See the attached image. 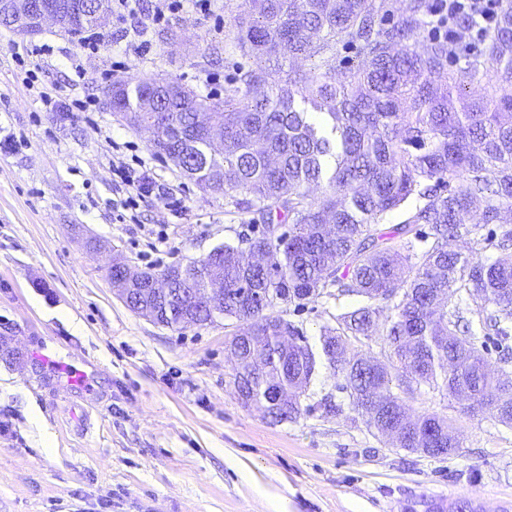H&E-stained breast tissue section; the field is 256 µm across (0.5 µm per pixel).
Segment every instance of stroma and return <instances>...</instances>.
I'll return each instance as SVG.
<instances>
[{"instance_id": "35a3bbf8", "label": "stroma", "mask_w": 512, "mask_h": 512, "mask_svg": "<svg viewBox=\"0 0 512 512\" xmlns=\"http://www.w3.org/2000/svg\"><path fill=\"white\" fill-rule=\"evenodd\" d=\"M242 0L192 8L148 57L127 49L117 23L97 53L47 28L39 80L62 101L43 106L14 58L23 39L0 26V512H428L482 498L512 512V428L469 417L450 397L424 394L414 411L455 419L458 452L433 458L392 447L353 411L341 379L320 369L297 420L244 408L226 344L235 320L173 329L130 310L112 288L113 257L161 271L237 242L258 212L204 191L156 154L148 132L117 118L105 88L116 79L167 78L223 94L254 61L236 46ZM93 111L72 110V100ZM129 165L112 171L115 152ZM181 201L132 187L142 172ZM166 241L153 248L150 236ZM95 236L100 252L85 248ZM351 299L323 296L276 312L317 344ZM341 407L327 412L322 399Z\"/></svg>"}]
</instances>
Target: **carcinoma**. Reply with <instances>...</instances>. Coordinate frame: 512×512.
I'll use <instances>...</instances> for the list:
<instances>
[{
    "label": "carcinoma",
    "instance_id": "cac0c4a2",
    "mask_svg": "<svg viewBox=\"0 0 512 512\" xmlns=\"http://www.w3.org/2000/svg\"><path fill=\"white\" fill-rule=\"evenodd\" d=\"M376 0H243L234 19L238 48L256 59L307 60L336 42L356 45L360 62L341 76L333 66L311 76L249 68L223 97L178 81L112 82V111L153 134L151 147L188 179L210 185L268 216L249 250L226 243L224 267L205 257L189 277L151 302L167 326L187 312L204 324L211 309L189 295L224 281L216 309L239 322L229 341L232 383L241 404L275 422L303 414L301 399L272 406L267 387L306 392L319 366L340 375L353 409L395 446L415 451L435 440L447 454L460 447L453 420L410 413L426 393L452 396L471 416L512 427V0L487 47L488 68L448 71L463 45L432 39L418 52L406 40L424 29L426 0H410L398 25L381 27ZM486 79L469 99L466 84ZM313 104L299 107L296 98ZM210 114L221 150L197 115ZM325 186L318 196L313 186ZM408 217L388 237L378 225L398 210ZM280 223H274V220ZM289 220L288 230L281 222ZM495 250L492 257L480 253ZM330 288L355 305L324 327L319 345L276 315L281 303L321 297ZM469 300L485 341L462 322L457 300ZM393 303V314H385ZM378 338L381 356L349 349ZM501 348L497 364L486 341Z\"/></svg>",
    "mask_w": 512,
    "mask_h": 512
}]
</instances>
